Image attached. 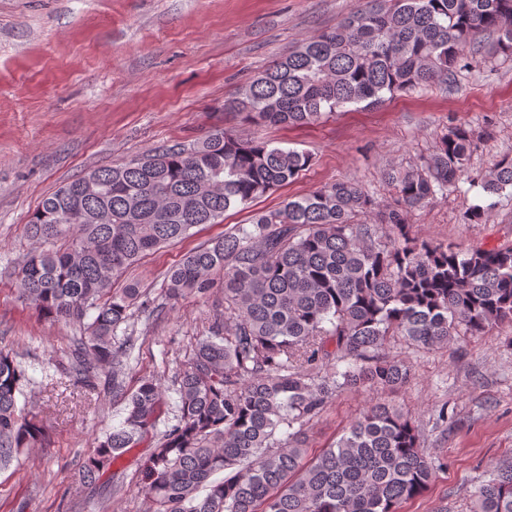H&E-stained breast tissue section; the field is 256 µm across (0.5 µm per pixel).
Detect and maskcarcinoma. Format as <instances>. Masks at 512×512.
<instances>
[{
	"label": "carcinoma",
	"instance_id": "obj_1",
	"mask_svg": "<svg viewBox=\"0 0 512 512\" xmlns=\"http://www.w3.org/2000/svg\"><path fill=\"white\" fill-rule=\"evenodd\" d=\"M485 34L512 55V0H367L253 76L225 108L255 124L314 125L347 104L370 108L388 94L455 82L466 48ZM475 148L471 130L452 126L419 165L386 169L393 207L356 182H337L256 211L249 224L183 254L165 300L205 299L218 288L224 308L176 379L171 418L156 379L125 389L117 331L150 301L138 284L115 289V280L292 182L311 156L215 129L95 168L43 198L26 224L37 247L18 265L20 296L78 331L61 371L88 388L108 371L107 389L125 402L123 423L99 441L79 483L97 484L147 442L149 512H401L422 496L441 462L421 446L409 413L377 402L317 453L301 426L342 390L409 383L412 366L385 353L396 336L431 349L512 323L511 246L429 244L405 218L456 190ZM479 186L489 198L512 190V154ZM494 207L474 206L463 218L482 224ZM24 382L0 349V463L46 442L43 424L18 404ZM473 512H512V463L476 488Z\"/></svg>",
	"mask_w": 512,
	"mask_h": 512
}]
</instances>
